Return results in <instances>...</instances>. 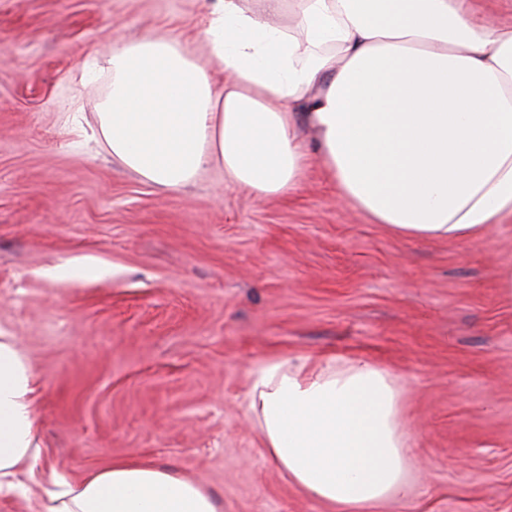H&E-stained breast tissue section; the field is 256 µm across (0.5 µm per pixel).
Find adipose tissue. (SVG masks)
<instances>
[{
	"instance_id": "adipose-tissue-1",
	"label": "adipose tissue",
	"mask_w": 512,
	"mask_h": 512,
	"mask_svg": "<svg viewBox=\"0 0 512 512\" xmlns=\"http://www.w3.org/2000/svg\"><path fill=\"white\" fill-rule=\"evenodd\" d=\"M295 17L284 28L275 19ZM198 64L148 31L115 44L98 114L113 157L179 190L209 166L258 199L296 192L311 158L375 223L416 241L475 239L512 221V16L471 0H210ZM224 73L216 90L209 66ZM36 374L0 335V494L40 462ZM393 375L366 360H270L248 409L270 460L333 512L411 492ZM42 512H219L214 493L145 461L55 480Z\"/></svg>"
}]
</instances>
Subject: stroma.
Listing matches in <instances>:
<instances>
[{
	"instance_id": "obj_1",
	"label": "stroma",
	"mask_w": 512,
	"mask_h": 512,
	"mask_svg": "<svg viewBox=\"0 0 512 512\" xmlns=\"http://www.w3.org/2000/svg\"><path fill=\"white\" fill-rule=\"evenodd\" d=\"M205 9L0 0V334L34 367L42 450L0 512H40L52 478L118 460L200 482L224 512H333L247 411L255 364L324 357L395 378L413 489L376 512H512V223L411 241L338 203L315 160L260 200L213 167L149 184L94 138L109 80H81L86 64L149 30L206 60Z\"/></svg>"
}]
</instances>
